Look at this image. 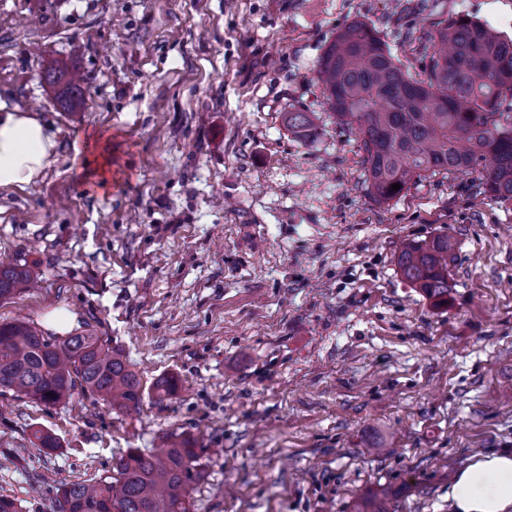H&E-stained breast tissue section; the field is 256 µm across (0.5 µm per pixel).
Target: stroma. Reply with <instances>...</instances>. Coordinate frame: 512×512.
I'll use <instances>...</instances> for the list:
<instances>
[{
	"label": "stroma",
	"mask_w": 512,
	"mask_h": 512,
	"mask_svg": "<svg viewBox=\"0 0 512 512\" xmlns=\"http://www.w3.org/2000/svg\"><path fill=\"white\" fill-rule=\"evenodd\" d=\"M467 15L512 38V0H0V98L56 134L35 183L0 190V259L39 284L0 301L52 335L97 330L145 396L38 404L0 391V497L55 512L58 488L110 475L127 449L194 437L192 512H453L475 455L512 451V200L479 173L438 174L380 205L316 64L346 24L373 25L405 68L417 39ZM413 41H406V32ZM86 79L68 109L53 61ZM310 112L304 141L282 115ZM112 143V182L85 165ZM450 236L448 301L401 276L402 242ZM56 435L44 453L33 430Z\"/></svg>",
	"instance_id": "obj_1"
}]
</instances>
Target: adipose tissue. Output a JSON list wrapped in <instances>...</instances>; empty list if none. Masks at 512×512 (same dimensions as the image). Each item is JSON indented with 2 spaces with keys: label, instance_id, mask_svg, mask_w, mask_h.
Returning a JSON list of instances; mask_svg holds the SVG:
<instances>
[{
  "label": "adipose tissue",
  "instance_id": "adipose-tissue-1",
  "mask_svg": "<svg viewBox=\"0 0 512 512\" xmlns=\"http://www.w3.org/2000/svg\"><path fill=\"white\" fill-rule=\"evenodd\" d=\"M56 135L33 113L0 99V189L36 182L53 163ZM456 512H512V453L476 457L448 487Z\"/></svg>",
  "mask_w": 512,
  "mask_h": 512
}]
</instances>
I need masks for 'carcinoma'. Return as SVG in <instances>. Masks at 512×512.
<instances>
[{
  "label": "carcinoma",
  "mask_w": 512,
  "mask_h": 512,
  "mask_svg": "<svg viewBox=\"0 0 512 512\" xmlns=\"http://www.w3.org/2000/svg\"><path fill=\"white\" fill-rule=\"evenodd\" d=\"M433 53L423 76L395 59L378 31L353 21L336 33L317 64L327 104L336 118L357 133L365 183L371 198L389 203L410 186L440 173L469 174L483 164L484 193L512 200V38L459 15L428 36ZM49 83L70 106L80 103L84 78L58 66ZM296 137H313L308 112L284 113ZM400 184V189L392 185ZM446 235L404 243L398 266L403 278L438 303L448 297ZM35 270L20 260H0V300L30 287ZM0 388L42 404H55L75 391L105 401L120 413L139 408L144 389L124 352L96 333H76L51 342L24 321L0 323ZM157 400L177 395L178 380L158 379ZM202 449L190 436L168 438L146 455L129 449L112 475L75 481L57 491L58 512H190L191 491L203 479Z\"/></svg>",
  "instance_id": "cac0c4a2"
}]
</instances>
